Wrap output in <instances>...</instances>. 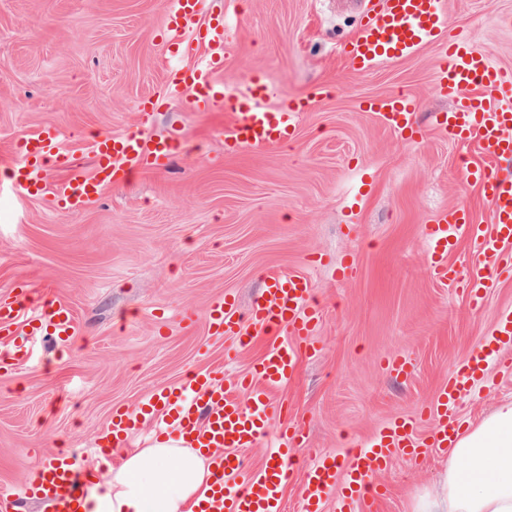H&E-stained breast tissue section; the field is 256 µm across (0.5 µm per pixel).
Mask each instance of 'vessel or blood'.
<instances>
[{
  "mask_svg": "<svg viewBox=\"0 0 512 512\" xmlns=\"http://www.w3.org/2000/svg\"><path fill=\"white\" fill-rule=\"evenodd\" d=\"M206 0H170L162 40L170 58L194 57L189 67H170L161 96L142 102V128L121 137L104 135L91 144L92 170L77 162L57 135L41 130L19 139L15 159L0 177L14 193L43 195L53 203L79 211L96 204L103 193L121 183L132 170L166 166L179 145L178 134L151 135L160 99L188 101L206 112L223 103L230 122L224 142L233 151L262 150L287 143L300 113L310 111L324 90L305 98H286L268 106L273 88L254 78L244 91L228 93L214 76L227 49L223 17L205 18ZM432 44L440 51L437 90L450 107L438 113L436 128L449 139L478 145L497 161L512 160V72L494 64L468 40L451 34L445 0H378L375 9L361 12L358 30L342 55L352 69L371 70L413 54ZM367 110L404 137L414 135V100L403 92L366 101ZM51 168L64 177L48 182ZM467 180L476 182L493 205L490 227L477 224L462 206L438 211L426 227L430 244V273L443 286L460 289L473 308H481L506 261L512 260V175L483 165L467 166ZM477 246V261L469 274L447 261L462 238ZM309 279L298 272L268 275L261 294L249 311H242L235 295L211 299L207 326L211 335L235 337L247 347L259 336L268 345L248 372L226 381L210 370L188 376L182 383L162 388L143 398L137 411L117 409L99 441L130 448L146 421L160 422L161 435L176 436L187 448H210L211 476L199 512H283L285 492L298 484L302 512H378L384 498L373 476L396 458L420 454L426 443L447 448L458 426L464 396L488 384L487 366L495 360L512 372V311H502L479 353L455 366L448 380L421 413L391 420L367 443L350 449L345 463L326 452L315 453L303 472H296L294 453L304 432L288 422V406L277 393L298 375L304 357L314 355L312 334L320 311L311 303ZM29 290L21 285L0 299V371L17 370L30 361L29 349L16 339L15 327L24 324L28 335L47 336L69 343L79 333L70 303L57 298L46 310H31ZM434 421L431 440L419 434L423 420ZM273 437L266 462L252 467L244 451ZM88 472L83 457L56 455L41 467L24 489L44 512H82Z\"/></svg>",
  "mask_w": 512,
  "mask_h": 512,
  "instance_id": "vessel-or-blood-1",
  "label": "vessel or blood"
}]
</instances>
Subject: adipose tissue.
<instances>
[{
	"mask_svg": "<svg viewBox=\"0 0 512 512\" xmlns=\"http://www.w3.org/2000/svg\"><path fill=\"white\" fill-rule=\"evenodd\" d=\"M209 477L199 448L161 442L127 455L88 488L86 512H189ZM425 512H512V402L459 432L448 450L443 495Z\"/></svg>",
	"mask_w": 512,
	"mask_h": 512,
	"instance_id": "adipose-tissue-1",
	"label": "adipose tissue"
}]
</instances>
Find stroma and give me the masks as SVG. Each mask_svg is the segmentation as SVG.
<instances>
[{
    "instance_id": "1",
    "label": "stroma",
    "mask_w": 512,
    "mask_h": 512,
    "mask_svg": "<svg viewBox=\"0 0 512 512\" xmlns=\"http://www.w3.org/2000/svg\"><path fill=\"white\" fill-rule=\"evenodd\" d=\"M227 54L218 85L256 76L277 97L328 95L302 113L291 141L229 154L220 108L181 102L152 131L179 126L187 143L168 168L133 174L99 202L72 212L49 198L0 195V297L19 283L32 304L66 297L83 327L65 352L36 344L34 358L0 375V488L18 490L32 466L57 453H96L114 408L136 410L154 390L189 374L247 371L264 348L236 349L206 328L222 292L249 307L274 271H299L321 302L320 352L280 392L288 419L336 456L392 418L414 414L512 308V276L488 289L481 309L429 274L424 227L463 205L489 222L491 203L462 176L475 147L442 136L448 107L435 83L437 51L354 71L340 54L356 13L339 0H218ZM168 0H0V166L14 142L56 130L84 164L88 143L139 127V102L163 88L160 42ZM453 32L512 67V0H446ZM403 91L416 102L417 134L405 141L364 100ZM370 181L365 198L357 193ZM349 268L347 278L336 272ZM403 356L402 380L382 366ZM512 401V374L492 369L488 388L461 405L476 422ZM446 455L428 448L377 477L381 512H423L438 493Z\"/></svg>"
}]
</instances>
